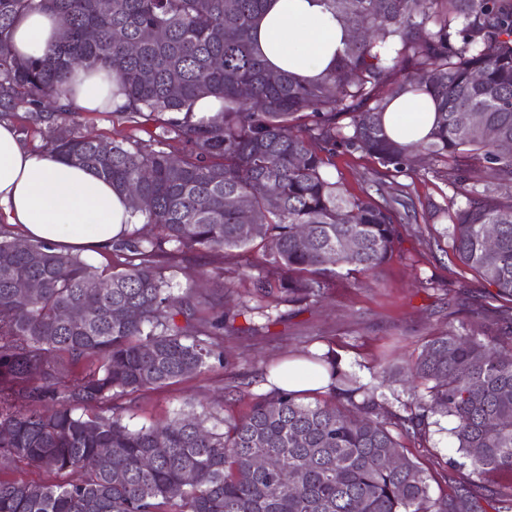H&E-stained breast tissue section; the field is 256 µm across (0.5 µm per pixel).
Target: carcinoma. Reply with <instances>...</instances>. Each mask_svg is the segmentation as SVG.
I'll return each mask as SVG.
<instances>
[{
	"instance_id": "1",
	"label": "carcinoma",
	"mask_w": 512,
	"mask_h": 512,
	"mask_svg": "<svg viewBox=\"0 0 512 512\" xmlns=\"http://www.w3.org/2000/svg\"><path fill=\"white\" fill-rule=\"evenodd\" d=\"M263 2L0 0V115L28 104V119L45 126L42 149L121 191L137 187L134 211L154 229L113 242L117 263L102 268L43 242L20 249L0 230V462L82 473L0 479V512H482L475 482L434 495L432 476L400 451V439L426 438L434 415L454 418L456 452L472 473L512 474V305L476 329L432 337L405 367L384 368L428 386L400 411L330 348L302 351L328 371L325 390L274 387L252 395L241 417L202 405L133 428L115 404L223 363L230 320H270L267 299L316 302L339 271L374 272L392 258L397 215L326 172L339 147L373 158L380 179L408 170L416 152L443 165L465 199L447 229L454 255L512 302V194L501 192L512 185V155L497 149L512 141V0H325L364 37L313 81L275 74L255 53ZM35 9L58 16L59 37L44 56L20 58L12 28ZM152 28L161 38H142ZM82 65L118 74L126 121L157 122L149 140L104 141L82 134L68 107L41 111L69 97V69ZM404 93L435 104L431 131L410 143L384 126ZM205 95L220 110L193 122L190 108ZM168 112L185 116L162 118ZM176 141L188 145L179 156ZM299 224L308 225L303 238ZM255 247L267 268L253 283L257 305L212 316L198 315L192 287L173 292L162 261ZM22 279L40 283L36 296L17 294ZM74 310L82 315L64 317ZM260 456L268 466L254 465ZM489 493L494 512H512V485Z\"/></svg>"
}]
</instances>
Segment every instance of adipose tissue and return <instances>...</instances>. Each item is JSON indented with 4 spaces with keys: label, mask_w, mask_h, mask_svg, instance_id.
<instances>
[{
    "label": "adipose tissue",
    "mask_w": 512,
    "mask_h": 512,
    "mask_svg": "<svg viewBox=\"0 0 512 512\" xmlns=\"http://www.w3.org/2000/svg\"><path fill=\"white\" fill-rule=\"evenodd\" d=\"M58 32L53 12L23 14L15 23L13 51L41 56ZM350 37L324 0H267L253 33L255 48L271 69L304 79L326 72ZM118 85L117 75L103 67L74 68L73 104L85 112L120 109L126 98ZM434 118L429 96L406 94L389 105L385 126L391 137L409 142L425 137ZM0 219L21 226L28 239L71 253L111 246L138 222L127 193L85 168L27 146L8 120L0 121Z\"/></svg>",
    "instance_id": "obj_1"
}]
</instances>
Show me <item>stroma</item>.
Instances as JSON below:
<instances>
[{
  "mask_svg": "<svg viewBox=\"0 0 512 512\" xmlns=\"http://www.w3.org/2000/svg\"><path fill=\"white\" fill-rule=\"evenodd\" d=\"M78 121L84 132L107 139L134 134L149 139L151 126L132 130L115 112H83ZM344 187L353 194L369 188L375 163L369 157L337 149L332 158ZM408 193L416 219L398 223L400 242L393 259L377 272L333 279L325 300L297 306L279 303L274 324L246 330L237 317L236 331L224 337V364L187 375L177 382L121 397L125 420L138 428L173 417L185 403L211 401L248 383V392L224 407L228 416L248 412L251 395L266 392L268 371L299 355L301 350L334 349L343 368L361 382L379 384L383 360L402 364L417 357L424 344L448 328H471L477 316H489L499 302L495 290L453 255L443 229L446 217H434L435 208L455 210L462 203L445 173L436 171L425 155H415L410 169L386 180V195ZM260 250L195 253L171 269L175 289L195 284L199 296L209 299L231 287L234 298L252 297L254 278L264 275ZM450 418H440L430 439L405 443L406 454L427 474L442 472L455 457Z\"/></svg>",
  "mask_w": 512,
  "mask_h": 512,
  "instance_id": "stroma-1",
  "label": "stroma"
}]
</instances>
